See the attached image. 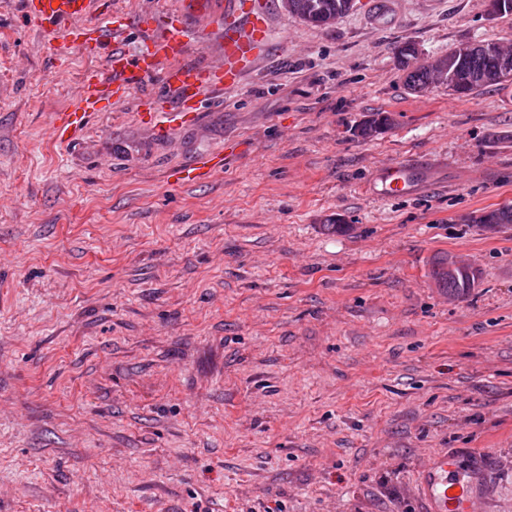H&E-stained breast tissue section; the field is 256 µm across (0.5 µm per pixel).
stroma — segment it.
<instances>
[{
  "label": "stroma",
  "instance_id": "stroma-1",
  "mask_svg": "<svg viewBox=\"0 0 512 512\" xmlns=\"http://www.w3.org/2000/svg\"><path fill=\"white\" fill-rule=\"evenodd\" d=\"M101 2L129 53L178 10L188 63L219 48L224 0ZM373 2L330 26L273 5L272 55L196 120L153 131L154 75L68 146L51 119L105 59L0 0V512H423L442 455L512 512V224L474 221L512 207V88L414 92L396 58L512 41V16ZM371 112L393 124L364 140ZM390 163L408 194H374ZM443 257L478 269L466 297ZM222 157L218 154H208L198 157L188 167L170 171L167 179L172 183H202L208 181L211 176L220 169ZM448 266H454V269L449 270ZM431 276L438 288L448 291L449 296L465 297L474 288L478 271L471 266L458 267L456 262L444 258L433 266Z\"/></svg>",
  "mask_w": 512,
  "mask_h": 512
}]
</instances>
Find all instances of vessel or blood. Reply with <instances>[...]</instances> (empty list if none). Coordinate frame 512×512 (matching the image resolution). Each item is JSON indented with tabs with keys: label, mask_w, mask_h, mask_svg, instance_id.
I'll return each instance as SVG.
<instances>
[{
	"label": "vessel or blood",
	"mask_w": 512,
	"mask_h": 512,
	"mask_svg": "<svg viewBox=\"0 0 512 512\" xmlns=\"http://www.w3.org/2000/svg\"><path fill=\"white\" fill-rule=\"evenodd\" d=\"M272 0H234L224 10L222 47L224 53L214 65L189 64L190 49L185 19L167 18L156 34L145 40L136 54L123 47L124 24L94 14L91 0H23L24 13L37 25L60 32L64 46H83L89 52L106 51L104 70L86 72L78 94L65 111L55 113L51 122L54 140L69 143L78 138L89 118L112 103L128 97L140 82L153 73L161 75V91L148 102L160 118L159 133L182 122L202 93H223L241 81L255 62L272 48L267 16ZM219 155L198 157L188 167L170 171L173 183H202L220 169ZM382 193L394 195L412 187L410 173L400 166L381 171ZM447 457L433 460L424 474L421 490L428 512H471L468 491L450 481Z\"/></svg>",
	"instance_id": "vessel-or-blood-1"
}]
</instances>
